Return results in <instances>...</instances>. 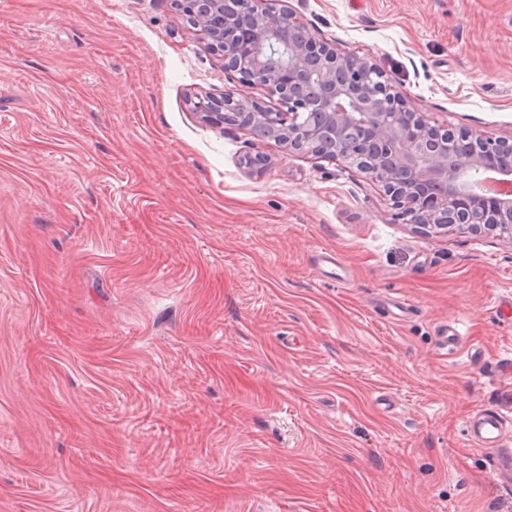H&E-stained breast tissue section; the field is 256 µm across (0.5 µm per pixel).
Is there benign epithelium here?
<instances>
[{
  "instance_id": "7a95c632",
  "label": "benign epithelium",
  "mask_w": 512,
  "mask_h": 512,
  "mask_svg": "<svg viewBox=\"0 0 512 512\" xmlns=\"http://www.w3.org/2000/svg\"><path fill=\"white\" fill-rule=\"evenodd\" d=\"M179 7L224 70L281 104L197 94L189 104L203 121L354 165L420 229L512 242L509 141L429 125L376 64L338 53L286 7L274 10L268 0H179Z\"/></svg>"
}]
</instances>
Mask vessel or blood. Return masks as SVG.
<instances>
[{"instance_id": "b4317fda", "label": "vessel or blood", "mask_w": 512, "mask_h": 512, "mask_svg": "<svg viewBox=\"0 0 512 512\" xmlns=\"http://www.w3.org/2000/svg\"><path fill=\"white\" fill-rule=\"evenodd\" d=\"M494 375L500 383L493 405L471 417L467 436L472 446L493 448L502 461L512 459V358L498 359Z\"/></svg>"}]
</instances>
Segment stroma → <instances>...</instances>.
Returning a JSON list of instances; mask_svg holds the SVG:
<instances>
[{"instance_id": "1", "label": "stroma", "mask_w": 512, "mask_h": 512, "mask_svg": "<svg viewBox=\"0 0 512 512\" xmlns=\"http://www.w3.org/2000/svg\"><path fill=\"white\" fill-rule=\"evenodd\" d=\"M284 4L430 125L512 140V0ZM228 91L269 98L174 0H0V512H512L466 436L512 242L187 103Z\"/></svg>"}]
</instances>
